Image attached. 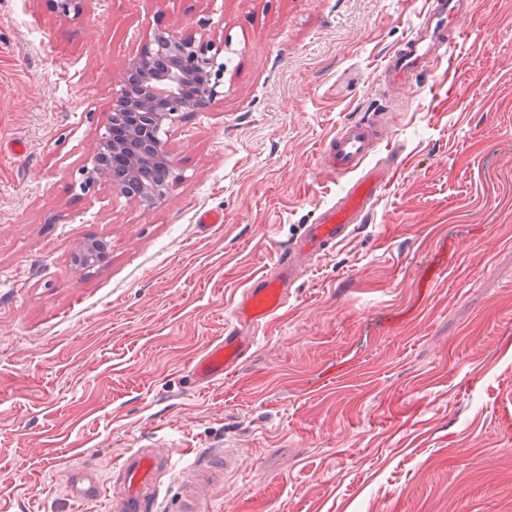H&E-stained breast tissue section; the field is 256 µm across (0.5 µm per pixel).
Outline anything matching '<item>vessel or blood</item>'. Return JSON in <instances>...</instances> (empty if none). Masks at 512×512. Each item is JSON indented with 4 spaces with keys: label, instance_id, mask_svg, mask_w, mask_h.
<instances>
[{
    "label": "vessel or blood",
    "instance_id": "obj_1",
    "mask_svg": "<svg viewBox=\"0 0 512 512\" xmlns=\"http://www.w3.org/2000/svg\"><path fill=\"white\" fill-rule=\"evenodd\" d=\"M473 13L474 0H432L402 45L382 62L380 73L387 86L407 87L427 79L461 36V21ZM381 120L375 111L349 119L323 144L321 169L347 178V189L319 210L314 223L301 225L295 241L282 246L276 261L245 288L223 335L210 341L190 366L197 386L208 387L231 374L249 356L258 330L285 305L301 269L368 221L402 166L396 151L376 161L371 158L382 137ZM172 458L171 445L151 439L127 451L112 469L111 512H158L160 486ZM238 462V455L227 449L208 452L184 475L176 512H201L203 490L223 484ZM102 490L96 472L76 470L67 476L66 494L74 501L97 500Z\"/></svg>",
    "mask_w": 512,
    "mask_h": 512
}]
</instances>
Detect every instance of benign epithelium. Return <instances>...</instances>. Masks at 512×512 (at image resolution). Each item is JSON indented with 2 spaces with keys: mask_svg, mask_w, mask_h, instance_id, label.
Here are the masks:
<instances>
[{
  "mask_svg": "<svg viewBox=\"0 0 512 512\" xmlns=\"http://www.w3.org/2000/svg\"><path fill=\"white\" fill-rule=\"evenodd\" d=\"M150 69L142 66L144 57L129 60L118 88L113 92L107 132L97 152L83 170V187L97 183L96 175L103 159L118 154L134 155L151 163L172 167L174 160L161 138L164 126L173 124L185 110L182 103L188 84H206V97L213 101L219 94L220 83L212 81L214 68L213 46L194 34L173 37L159 34ZM136 169L131 166H112V187L125 198L138 204H154L163 197L155 192L142 199L131 192ZM102 257L100 242L83 244L77 259L91 265Z\"/></svg>",
  "mask_w": 512,
  "mask_h": 512,
  "instance_id": "7a95c632",
  "label": "benign epithelium"
}]
</instances>
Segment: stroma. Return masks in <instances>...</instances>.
Here are the masks:
<instances>
[{"instance_id":"1","label":"stroma","mask_w":512,"mask_h":512,"mask_svg":"<svg viewBox=\"0 0 512 512\" xmlns=\"http://www.w3.org/2000/svg\"><path fill=\"white\" fill-rule=\"evenodd\" d=\"M427 0H0V512L70 502L151 433L176 446L161 512L213 448L203 512H512V0H477L428 84L379 67ZM219 49L222 91L162 138L152 205L80 188L128 60L160 32ZM393 123L402 170L224 380L192 360L279 245L335 201L319 148ZM224 221L199 232L201 212ZM88 240L102 262L76 265ZM103 490V482L94 471L74 470L66 481V495L77 502L97 500Z\"/></svg>"}]
</instances>
